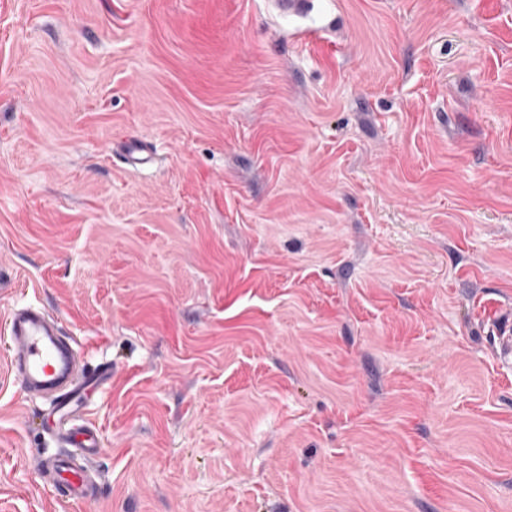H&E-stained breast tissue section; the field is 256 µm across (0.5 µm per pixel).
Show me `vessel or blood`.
Segmentation results:
<instances>
[{
	"label": "vessel or blood",
	"mask_w": 512,
	"mask_h": 512,
	"mask_svg": "<svg viewBox=\"0 0 512 512\" xmlns=\"http://www.w3.org/2000/svg\"><path fill=\"white\" fill-rule=\"evenodd\" d=\"M5 332L11 375L26 393L51 399L52 413L67 424L61 435L64 445L80 451V461L64 456L48 463L41 472L43 482L66 500L97 501L100 490L94 465L106 450L98 430L81 417L75 402L79 392L106 389L112 377L110 369H78L81 349L76 338L45 307L13 309L7 316Z\"/></svg>",
	"instance_id": "vessel-or-blood-1"
}]
</instances>
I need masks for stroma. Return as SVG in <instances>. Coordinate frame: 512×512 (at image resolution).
<instances>
[{"mask_svg": "<svg viewBox=\"0 0 512 512\" xmlns=\"http://www.w3.org/2000/svg\"><path fill=\"white\" fill-rule=\"evenodd\" d=\"M29 304L112 367L105 491L0 351V512H512V0H0Z\"/></svg>", "mask_w": 512, "mask_h": 512, "instance_id": "obj_1", "label": "stroma"}]
</instances>
